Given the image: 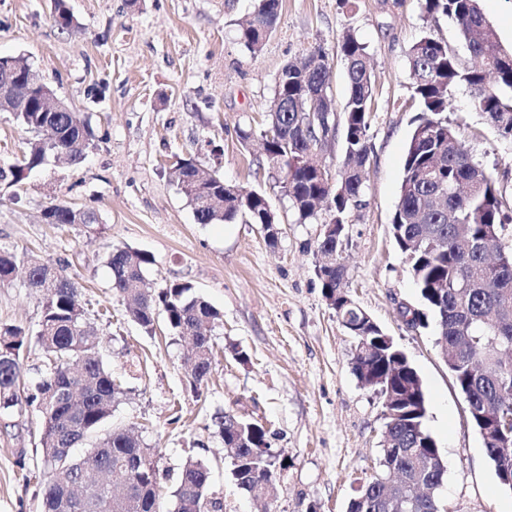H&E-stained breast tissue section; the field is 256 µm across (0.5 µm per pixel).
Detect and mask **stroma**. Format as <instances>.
<instances>
[{
    "label": "stroma",
    "mask_w": 512,
    "mask_h": 512,
    "mask_svg": "<svg viewBox=\"0 0 512 512\" xmlns=\"http://www.w3.org/2000/svg\"><path fill=\"white\" fill-rule=\"evenodd\" d=\"M69 30L54 23V0H0V56L21 57L57 95L84 113L96 139L79 165L58 160L17 185L0 181V245L65 266L100 333L99 352L122 396L101 433L132 430L153 448L162 512H172L181 465L208 461L224 512H258L231 475L216 425L231 413L264 425L290 464L275 485L273 512H347L375 470L383 401L351 371L355 339L336 318L315 274L328 218L296 223L278 181L261 162L263 111L289 61L322 48L337 102L349 93L338 43L353 31L366 44L376 85L362 204L343 239L347 291L418 371L428 398L425 427L446 461V512H512L472 426L466 402L439 355L436 327H410L402 312L424 305L391 232L415 112L406 54L424 33L462 65L473 57L454 23L428 18L418 0H282L276 31L258 56L238 40L253 0H65ZM448 118L475 161L512 192V141L501 139L458 88ZM251 131L241 145L239 130ZM195 158L225 182L265 194L281 219L276 243L261 225L197 223L170 174ZM65 202L92 209V227L45 223ZM149 254L155 287L191 283L219 311L213 370L186 377L188 344L164 320L148 334L112 288L113 247ZM41 307L24 274L0 287V326L38 327ZM243 350L245 359L235 356ZM38 414L0 415V512H42Z\"/></svg>",
    "instance_id": "obj_1"
}]
</instances>
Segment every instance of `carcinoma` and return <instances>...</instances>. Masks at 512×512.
I'll return each mask as SVG.
<instances>
[{
	"label": "carcinoma",
	"instance_id": "cac0c4a2",
	"mask_svg": "<svg viewBox=\"0 0 512 512\" xmlns=\"http://www.w3.org/2000/svg\"><path fill=\"white\" fill-rule=\"evenodd\" d=\"M428 17L450 18L460 39L480 65L463 67L448 45L430 34L421 36L407 53L412 95L418 114L406 145L400 196L392 219L393 238L406 254L416 287L432 314L440 354L467 399L472 422L484 423L489 441L483 443L494 471L512 474V250L501 236L512 215L498 180L474 161L459 131L448 119L455 89H469L473 105L504 140L512 141V51H506L487 22L480 0H419ZM280 0H258L252 19L239 29L240 42L259 54L276 30ZM54 20L62 30L73 17L64 0H55ZM346 65L350 93L343 106L334 96L319 101L311 93L328 85L326 53L316 48L303 62L283 67L275 80L273 98L261 136L268 151L282 160L280 192L290 202L296 222L317 217L327 204L329 223L336 228L321 235L317 251H341L347 215L360 205L362 175L370 156V114L375 81L367 46L347 31L339 43ZM33 97L31 111L15 112L14 119L34 134L22 162L0 168V178L11 184L63 152L72 163L84 161L95 133L80 112H42ZM341 121L344 160L333 187L322 173L305 163L310 143L320 129ZM174 177L199 224H280L266 196L248 189L238 196L224 194V179L193 158L176 162ZM222 203L197 204L201 191ZM49 224L99 223L92 211L65 203L44 210ZM25 258L0 246V285L10 283ZM151 257L128 246L114 248L107 258L112 288L127 303L132 319L147 333L163 314L168 330L181 338L194 337L190 384L204 382L212 371L211 337L201 329L218 313L188 283L163 288L149 283L144 270ZM324 296L345 328L357 323L359 309L336 305L348 296L345 265L332 270L315 268ZM28 286L41 304L38 330L32 334L17 325L0 327V413L34 408L42 417V464L50 477L41 489L44 512H60L63 501H76L74 489H112L102 512H160L156 492L158 469L152 450L124 430L97 439L85 457L76 460L69 449L90 438L112 415L121 394L97 355L99 331L88 317L64 267L52 271L32 264ZM367 358L355 352L351 370L358 382L377 391L389 415L381 442L378 468L350 500L349 512H441L439 490L444 483L443 456L427 431V393L421 377L397 347L385 350L375 337H364ZM38 347L50 361L32 388L20 390L26 373L24 352ZM224 448L239 458L232 475L238 488L251 493L255 480L287 469L284 459L263 452L267 432L256 423L231 413L217 417ZM128 467L137 492L119 496L112 486L115 466ZM199 501L198 512H224V500L212 489L210 465L187 460L174 491V512H188L184 495Z\"/></svg>",
	"mask_w": 512,
	"mask_h": 512
}]
</instances>
